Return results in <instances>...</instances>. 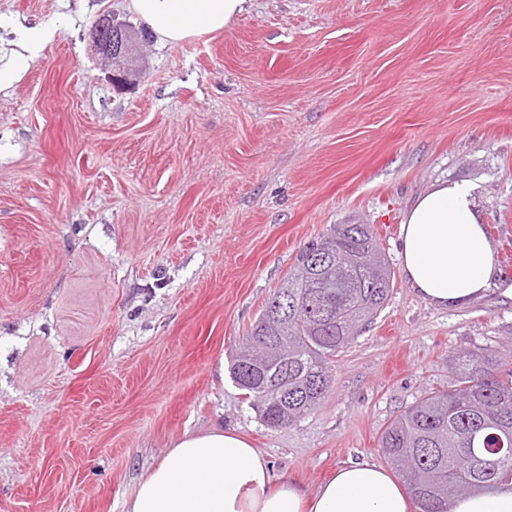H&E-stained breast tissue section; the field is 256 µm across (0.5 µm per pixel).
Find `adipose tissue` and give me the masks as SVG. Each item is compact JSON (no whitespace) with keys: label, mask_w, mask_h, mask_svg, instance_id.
Returning <instances> with one entry per match:
<instances>
[{"label":"adipose tissue","mask_w":512,"mask_h":512,"mask_svg":"<svg viewBox=\"0 0 512 512\" xmlns=\"http://www.w3.org/2000/svg\"><path fill=\"white\" fill-rule=\"evenodd\" d=\"M247 0H130L134 14L160 44L219 33ZM54 20L26 29L20 49L0 67L10 86L46 48ZM402 272L423 301L461 306L491 289L512 297L499 281L495 250L478 211L476 186L442 183L418 195L400 226ZM412 496L393 472L366 462L341 467L315 490L274 478L264 453L241 434L215 426L185 433L137 484L125 512H410ZM449 512H512V487L455 497Z\"/></svg>","instance_id":"1"}]
</instances>
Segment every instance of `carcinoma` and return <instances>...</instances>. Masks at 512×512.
<instances>
[{
	"mask_svg": "<svg viewBox=\"0 0 512 512\" xmlns=\"http://www.w3.org/2000/svg\"><path fill=\"white\" fill-rule=\"evenodd\" d=\"M393 276L368 224H335L305 244L251 325L231 374L269 427L316 409L332 363L382 309ZM379 451L419 512H448L456 495L512 482V362L490 347L454 356L448 389L384 429Z\"/></svg>",
	"mask_w": 512,
	"mask_h": 512,
	"instance_id": "carcinoma-1",
	"label": "carcinoma"
}]
</instances>
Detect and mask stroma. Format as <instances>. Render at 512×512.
<instances>
[{
	"label": "stroma",
	"mask_w": 512,
	"mask_h": 512,
	"mask_svg": "<svg viewBox=\"0 0 512 512\" xmlns=\"http://www.w3.org/2000/svg\"><path fill=\"white\" fill-rule=\"evenodd\" d=\"M129 0H0V512H124L184 432L247 436L313 489L384 466L386 425L446 388L453 355L512 337V298L438 308L401 273L417 195L477 185L512 283V0H248L223 32L147 38L109 77L101 15ZM368 224L394 271L314 411L267 427L231 379L304 244ZM54 26V20L49 19L35 28L26 29L19 45L22 51H15L5 67H0V90L18 79L29 68L30 62L44 51L54 34Z\"/></svg>",
	"instance_id": "35a3bbf8"
}]
</instances>
